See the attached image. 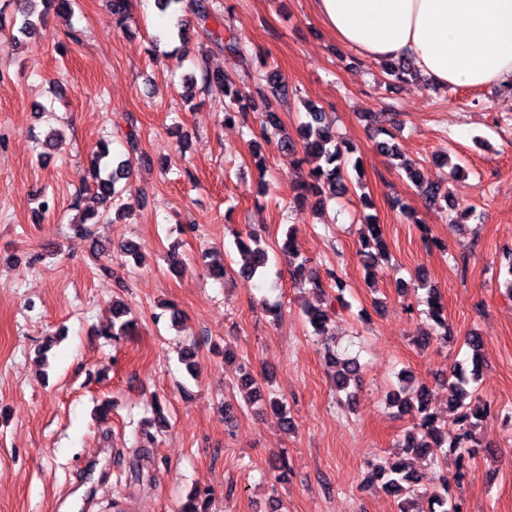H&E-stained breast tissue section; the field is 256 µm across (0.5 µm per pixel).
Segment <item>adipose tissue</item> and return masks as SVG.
Returning <instances> with one entry per match:
<instances>
[{"label": "adipose tissue", "mask_w": 512, "mask_h": 512, "mask_svg": "<svg viewBox=\"0 0 512 512\" xmlns=\"http://www.w3.org/2000/svg\"><path fill=\"white\" fill-rule=\"evenodd\" d=\"M344 46L410 58L439 86L512 81V0H313Z\"/></svg>", "instance_id": "ef3b65f1"}]
</instances>
